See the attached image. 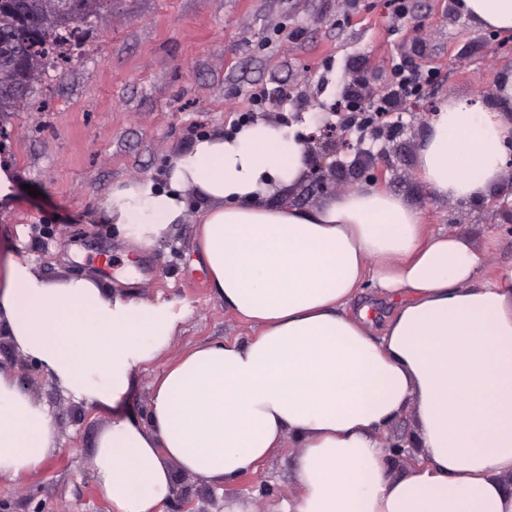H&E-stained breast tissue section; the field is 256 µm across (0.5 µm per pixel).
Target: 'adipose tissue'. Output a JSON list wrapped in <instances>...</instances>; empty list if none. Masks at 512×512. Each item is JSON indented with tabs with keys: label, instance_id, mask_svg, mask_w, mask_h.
Instances as JSON below:
<instances>
[{
	"label": "adipose tissue",
	"instance_id": "1",
	"mask_svg": "<svg viewBox=\"0 0 512 512\" xmlns=\"http://www.w3.org/2000/svg\"><path fill=\"white\" fill-rule=\"evenodd\" d=\"M484 28L512 34V0H457ZM499 107L443 105L418 148L421 181L455 201L489 197L512 138V71ZM307 169L302 141L260 120L177 154L168 187L112 189L101 208L148 246L183 223L186 191L207 280L256 328L238 342L169 352L185 306L112 290L91 276L55 282L10 262L0 332L66 395L111 411L93 466L112 512H162L172 467L234 483L292 442L296 485L272 512H512V267L453 231L425 235L421 212L378 187L300 209L276 202ZM371 284L392 309L374 328ZM170 357L146 423L123 414L135 375ZM410 413L419 448L389 473L382 429ZM57 447L46 406L0 368V476L40 473Z\"/></svg>",
	"mask_w": 512,
	"mask_h": 512
}]
</instances>
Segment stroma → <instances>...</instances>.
I'll use <instances>...</instances> for the list:
<instances>
[{"instance_id":"obj_1","label":"stroma","mask_w":512,"mask_h":512,"mask_svg":"<svg viewBox=\"0 0 512 512\" xmlns=\"http://www.w3.org/2000/svg\"><path fill=\"white\" fill-rule=\"evenodd\" d=\"M399 16L390 0H110L107 23L87 25L69 64L49 70L16 112L0 114V163L21 184L12 210L0 211V274L10 261L60 281L90 274L105 286L131 282L136 294L185 304L172 351L245 339L252 330L211 291L194 227L202 203L187 192L184 224L143 247L108 223L100 203L112 188L168 184L169 162L197 139L233 132L241 116L268 112V94H289V123L331 111L345 88L372 98L387 90L391 67L433 68L436 82L399 103L398 125L380 138L350 130L354 147L382 168V188L420 211L427 230H456L491 246L490 266L512 264V164L496 191L476 202L437 196L418 174V147L431 112L467 98L490 107L512 70L506 38L449 13L448 0H408ZM35 194H28V187ZM0 366L19 373L25 392L46 404L58 449L40 474L0 477V512H111L97 489L93 450L112 415L66 398L10 342ZM414 423L403 414L382 434L386 465L405 474L415 454ZM297 451L278 449L232 485H212L173 469L175 495L164 512H224L247 496L265 512L288 492Z\"/></svg>"}]
</instances>
